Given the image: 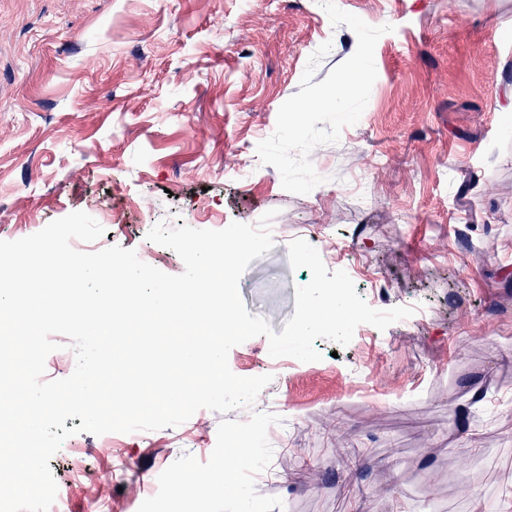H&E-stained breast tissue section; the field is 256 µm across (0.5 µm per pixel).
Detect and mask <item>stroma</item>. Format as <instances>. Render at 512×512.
I'll return each instance as SVG.
<instances>
[{
  "mask_svg": "<svg viewBox=\"0 0 512 512\" xmlns=\"http://www.w3.org/2000/svg\"><path fill=\"white\" fill-rule=\"evenodd\" d=\"M336 3L393 30L359 122L311 151L323 181L297 195L256 146L321 44L318 82L356 50L317 0H0V240L105 205L126 221L104 246L177 275L153 225L273 209L274 246L239 292L274 331L311 278L290 265L297 238L354 268L370 306L415 309L345 346L316 340L317 362L271 357L262 336L234 347V374L273 377L261 404L133 436L67 419V512L97 494L144 512L165 474L214 477L245 421L266 474L242 493L169 492L156 512H471L512 493V0Z\"/></svg>",
  "mask_w": 512,
  "mask_h": 512,
  "instance_id": "1",
  "label": "stroma"
}]
</instances>
